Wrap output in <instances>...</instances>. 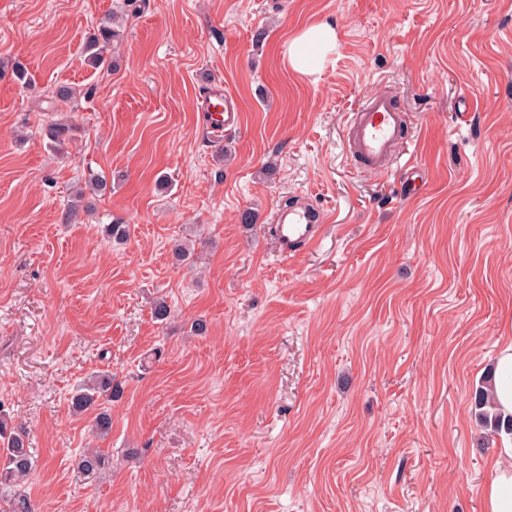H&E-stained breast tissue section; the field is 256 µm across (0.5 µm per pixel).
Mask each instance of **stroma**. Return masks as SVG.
I'll return each instance as SVG.
<instances>
[{
    "mask_svg": "<svg viewBox=\"0 0 512 512\" xmlns=\"http://www.w3.org/2000/svg\"><path fill=\"white\" fill-rule=\"evenodd\" d=\"M324 22L335 48L294 71L287 45ZM214 80L239 105L220 131ZM378 93L415 171L343 148ZM93 171L111 193L74 202ZM300 196L334 220L286 256L270 226ZM510 343L512 0H0V412L36 452L37 512H484L512 436L472 405ZM97 370L124 388L103 439L69 409ZM89 446L112 454L93 485ZM117 16H113V21L108 22L97 29L85 45L87 54V64L94 69H104L110 66L107 54L113 47V42L120 36V31L114 28ZM76 470L78 477L96 482L112 472V457L100 448H85L80 454Z\"/></svg>",
    "mask_w": 512,
    "mask_h": 512,
    "instance_id": "1",
    "label": "stroma"
}]
</instances>
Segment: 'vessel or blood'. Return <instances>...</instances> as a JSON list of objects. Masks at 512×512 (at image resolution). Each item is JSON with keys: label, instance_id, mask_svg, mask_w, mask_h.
<instances>
[{"label": "vessel or blood", "instance_id": "obj_1", "mask_svg": "<svg viewBox=\"0 0 512 512\" xmlns=\"http://www.w3.org/2000/svg\"><path fill=\"white\" fill-rule=\"evenodd\" d=\"M200 108L207 112L215 128L230 125L238 117L235 97L220 84L202 97ZM403 127L404 114L394 99L386 94L372 96L353 112L347 123V150L364 170L386 172L395 162ZM326 220L325 214L316 213L310 206H291L275 213V236L284 252L292 255L317 245Z\"/></svg>", "mask_w": 512, "mask_h": 512}]
</instances>
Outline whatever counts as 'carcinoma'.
I'll return each mask as SVG.
<instances>
[{
  "instance_id": "1",
  "label": "carcinoma",
  "mask_w": 512,
  "mask_h": 512,
  "mask_svg": "<svg viewBox=\"0 0 512 512\" xmlns=\"http://www.w3.org/2000/svg\"><path fill=\"white\" fill-rule=\"evenodd\" d=\"M120 36L114 23L108 22L85 45L87 64L94 69L110 66L107 54L113 42ZM71 125L52 123L45 129L49 147L59 151L70 139ZM122 395V387L109 372H99L81 384L71 397V410L84 414L99 406L115 401ZM475 418L490 435L512 434V414L505 416L499 411L492 380L474 394ZM36 457L27 448L25 431L0 414V512H36L31 497L18 490L35 467ZM77 476L97 481L112 471V457L99 448H86L76 464Z\"/></svg>"
}]
</instances>
